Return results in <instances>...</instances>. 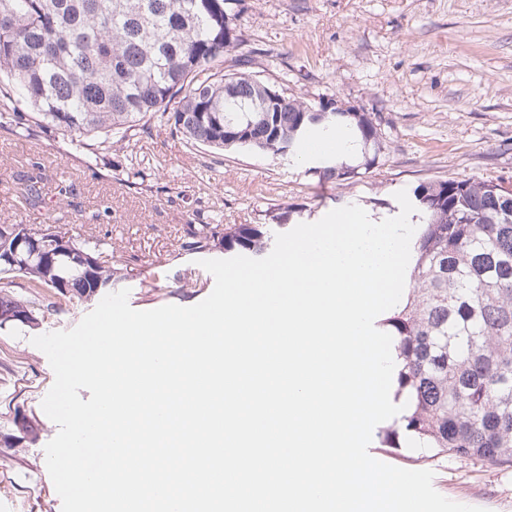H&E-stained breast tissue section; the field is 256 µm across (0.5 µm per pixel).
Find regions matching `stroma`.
Returning a JSON list of instances; mask_svg holds the SVG:
<instances>
[{"instance_id": "1", "label": "stroma", "mask_w": 512, "mask_h": 512, "mask_svg": "<svg viewBox=\"0 0 512 512\" xmlns=\"http://www.w3.org/2000/svg\"><path fill=\"white\" fill-rule=\"evenodd\" d=\"M237 23L260 78L376 115L386 148L374 168L345 187L322 183L295 156L185 146L157 117L91 170L54 129L0 127V224L50 222L104 239L131 270L130 306L152 310L195 305L214 288L198 255L180 248L189 225L260 224L285 203L303 207L295 225L351 204L381 214L423 181L512 182V0H243ZM133 166L147 175L138 190L124 181ZM36 167L43 208L18 193ZM95 306L74 300L45 310L37 327L0 329V512H61L45 456L58 427L41 406L54 372L32 339L72 329ZM21 416L36 439L19 433ZM369 453L433 471L452 501L512 512V467L378 442Z\"/></svg>"}]
</instances>
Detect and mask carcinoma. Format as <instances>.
I'll return each mask as SVG.
<instances>
[{
    "label": "carcinoma",
    "mask_w": 512,
    "mask_h": 512,
    "mask_svg": "<svg viewBox=\"0 0 512 512\" xmlns=\"http://www.w3.org/2000/svg\"><path fill=\"white\" fill-rule=\"evenodd\" d=\"M240 0H0V125H46L95 161L141 121L167 117L184 144L219 151L296 153L303 141L351 128L358 165L320 161L323 181L350 184L376 164L380 123L343 102L278 92L240 65L232 25ZM25 105L27 112L18 111ZM31 206L41 177L22 181ZM421 230L405 303L379 321L401 360L395 396L411 402L402 427L436 454L512 466V190L499 180L419 183L409 194ZM293 208L262 224H193L181 249L249 253L271 247V231ZM102 242L75 239L56 224H0V329L39 325L43 302L60 308L107 293L128 276L101 262ZM26 279L30 295L8 291Z\"/></svg>",
    "instance_id": "cac0c4a2"
}]
</instances>
